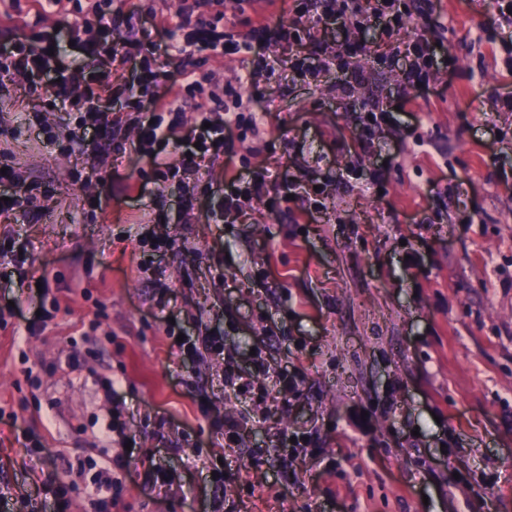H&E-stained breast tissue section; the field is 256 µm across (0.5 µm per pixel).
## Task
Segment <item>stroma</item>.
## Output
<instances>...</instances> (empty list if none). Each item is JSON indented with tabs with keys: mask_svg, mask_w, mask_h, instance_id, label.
Returning <instances> with one entry per match:
<instances>
[{
	"mask_svg": "<svg viewBox=\"0 0 512 512\" xmlns=\"http://www.w3.org/2000/svg\"><path fill=\"white\" fill-rule=\"evenodd\" d=\"M434 10L452 59L427 85L386 63L374 32L318 33L303 53L374 44L344 58L350 94L336 70L283 66L243 94L258 131L197 165L171 154L179 173L161 184L132 142L45 143L68 115L0 89V142L51 191L36 219L0 215V307L17 299L47 320L0 326L1 493H31V512H95L106 453L119 462L108 512H211L218 495L224 512H512V112L496 109L512 93V28L492 0ZM390 103L400 112L361 150L356 110ZM23 109L35 118L18 134ZM245 162L304 193L272 187L210 223L203 187L224 192ZM148 206L164 247L146 267L131 226ZM181 334L222 336L223 358L171 351ZM255 350L294 373L293 391L225 392V358L245 372ZM202 399L243 417L238 442ZM115 413L126 429L109 438ZM294 432L310 445L279 449Z\"/></svg>",
	"mask_w": 512,
	"mask_h": 512,
	"instance_id": "35a3bbf8",
	"label": "stroma"
}]
</instances>
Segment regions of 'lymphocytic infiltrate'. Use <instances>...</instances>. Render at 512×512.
Instances as JSON below:
<instances>
[{
  "mask_svg": "<svg viewBox=\"0 0 512 512\" xmlns=\"http://www.w3.org/2000/svg\"><path fill=\"white\" fill-rule=\"evenodd\" d=\"M224 0H179L173 23L174 34L181 40L173 46L183 57L180 83L170 85L166 93L145 95L144 83H159L161 74L152 69L151 62L156 48L153 43L141 40L123 44L120 61L127 72L123 88L126 105L135 110L134 122L138 127L137 148L158 142L172 145L174 150H185L190 162H197L222 152H232L234 145L228 132L232 128H258L262 122L259 114L242 115L235 111L217 113L202 110L199 123L183 137H176L175 129L182 122L188 98L201 90L203 77L196 70L194 56L207 51L214 55L241 54L248 65L236 81L210 92L213 100L221 98L240 102L244 85H257L271 75L277 66L274 59L266 57L263 49L269 40L294 45L314 34L305 18L316 14L323 25L337 23L359 27L377 26L380 33L393 34L414 30L406 54L412 59L406 73L409 83H428L430 71L436 63V46L442 43L440 32L431 28L424 13L415 11L411 0H291L282 10L283 19L277 25L247 22L243 31L224 34L218 25L224 18ZM80 18L68 29L67 37L81 50L84 59L96 58L106 50L113 36L119 35L123 25L154 22L151 8L138 6L128 15H120L111 7V0H89L88 4H75ZM62 46L58 36L38 38L32 35L11 34L0 38V82L9 81L24 88L31 96L44 98L54 109H64L71 99H78L80 124L92 125L109 139H116L121 131L109 113L102 110L100 95L80 93L61 67ZM0 184L5 187V197L0 200V213L18 212L35 217L39 211V197L34 186L26 184L14 167H7L0 174Z\"/></svg>",
  "mask_w": 512,
  "mask_h": 512,
  "instance_id": "f902f5d3",
  "label": "lymphocytic infiltrate"
}]
</instances>
